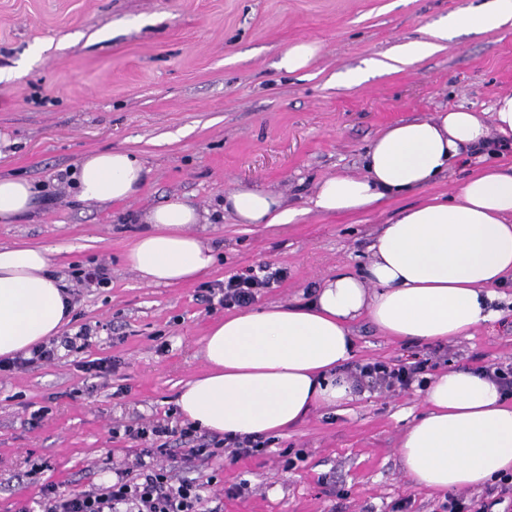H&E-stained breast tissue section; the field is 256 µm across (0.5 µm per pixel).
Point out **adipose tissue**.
I'll return each instance as SVG.
<instances>
[{
  "label": "adipose tissue",
  "instance_id": "obj_1",
  "mask_svg": "<svg viewBox=\"0 0 512 512\" xmlns=\"http://www.w3.org/2000/svg\"><path fill=\"white\" fill-rule=\"evenodd\" d=\"M457 22L476 34L512 27V0L462 8ZM512 141V94L489 116L453 109L433 119L395 122L371 143L365 172L322 178L313 198L324 215L374 209L424 189L451 165L481 150L489 133ZM80 200L96 204L138 196L148 170L117 149L83 155L71 174ZM39 193L24 178L0 175V223L30 211ZM222 210L236 224H292L301 215L269 189L235 187ZM212 215L176 198L139 215L146 229L124 261L148 285L186 283L207 272L214 250L193 232ZM361 271L323 278L311 301L272 304L211 323L205 371L181 391L183 419L224 435H273L318 406L359 400L342 371L355 350L351 322L361 316L383 334L414 342H452L504 317L500 286L512 280V172L486 166L450 201L430 197L384 224ZM48 249L0 247V357L29 352L59 335L72 304ZM425 409L402 435L398 454L409 484L447 494L512 474V400L487 372L451 367L432 376Z\"/></svg>",
  "mask_w": 512,
  "mask_h": 512
}]
</instances>
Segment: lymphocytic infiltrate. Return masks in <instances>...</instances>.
I'll return each mask as SVG.
<instances>
[{"instance_id":"1","label":"lymphocytic infiltrate","mask_w":512,"mask_h":512,"mask_svg":"<svg viewBox=\"0 0 512 512\" xmlns=\"http://www.w3.org/2000/svg\"><path fill=\"white\" fill-rule=\"evenodd\" d=\"M287 276L284 268L269 264L248 267L224 282L206 285V302H218L224 307H245L251 304L259 291L278 287ZM421 362L388 365L381 361L360 365L359 373L375 386L386 389L409 388L424 373ZM193 427L176 429L156 422L133 429V438L147 441L148 446L137 458L134 470L117 471L115 482L92 490L64 493L50 486L43 496L44 512H220L212 508L203 494L205 485L199 479H174L170 469L162 465V458L171 451L160 443L161 438L179 436L187 444L186 460H204L221 452L233 457L252 455L265 447L262 438L250 436L214 438L196 443Z\"/></svg>"}]
</instances>
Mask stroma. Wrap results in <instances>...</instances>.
<instances>
[{"label":"stroma","instance_id":"stroma-1","mask_svg":"<svg viewBox=\"0 0 512 512\" xmlns=\"http://www.w3.org/2000/svg\"><path fill=\"white\" fill-rule=\"evenodd\" d=\"M488 0H0V134L13 147L0 175L41 186L34 209L0 224V246L48 248L61 275L107 268L98 288L71 286L65 335L87 329L80 351L0 376V512H41L43 488L111 484L145 443L122 437L156 420L182 425L177 398L205 369L202 339L223 318L201 283L250 266L287 269L254 308L306 301L320 279L359 270L382 224L426 198H449L471 172L449 174L384 207L325 216L309 208L318 182L363 172L370 143L388 125L458 106L489 111L512 93V30L456 27L447 47L402 70L374 61L422 40L429 24ZM299 41L318 45L305 70L282 58ZM366 73L361 85L348 78ZM126 149L149 171L136 198L80 201L64 175L86 153ZM271 189L304 209L300 223L268 227L222 219L194 225L218 261L177 286H148L124 261L140 232L132 215L175 198L215 210L233 186ZM346 372L382 360L437 369L512 363V314L445 345L383 336L364 317L351 325ZM106 360L101 371L87 370ZM40 420H33L35 411ZM423 410L416 388H372L340 413L318 407L258 454L219 455L179 467L212 477L224 512H446V499L413 489L396 448ZM247 484L242 496L229 487Z\"/></svg>","mask_w":512,"mask_h":512}]
</instances>
